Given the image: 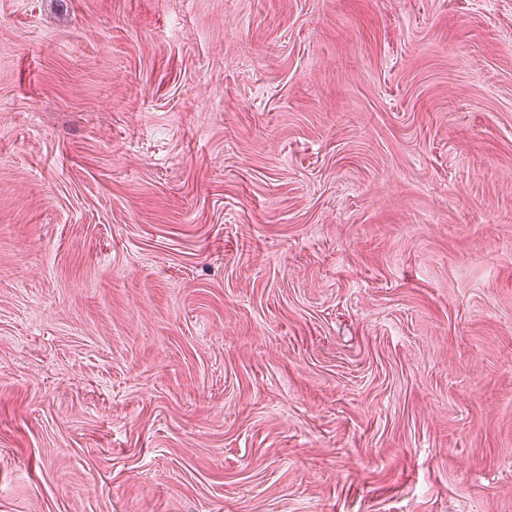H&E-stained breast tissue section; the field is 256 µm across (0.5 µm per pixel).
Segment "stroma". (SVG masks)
<instances>
[{
  "mask_svg": "<svg viewBox=\"0 0 512 512\" xmlns=\"http://www.w3.org/2000/svg\"><path fill=\"white\" fill-rule=\"evenodd\" d=\"M0 512H512V0H0Z\"/></svg>",
  "mask_w": 512,
  "mask_h": 512,
  "instance_id": "obj_1",
  "label": "stroma"
}]
</instances>
